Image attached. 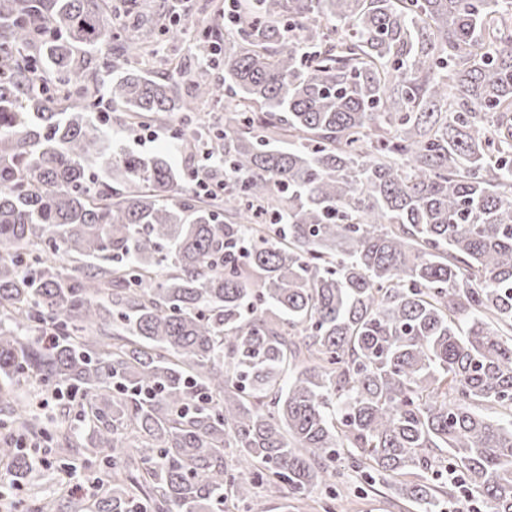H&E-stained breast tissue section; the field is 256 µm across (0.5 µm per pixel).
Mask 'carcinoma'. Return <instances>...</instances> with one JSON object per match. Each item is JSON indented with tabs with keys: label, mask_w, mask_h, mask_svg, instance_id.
Masks as SVG:
<instances>
[{
	"label": "carcinoma",
	"mask_w": 512,
	"mask_h": 512,
	"mask_svg": "<svg viewBox=\"0 0 512 512\" xmlns=\"http://www.w3.org/2000/svg\"><path fill=\"white\" fill-rule=\"evenodd\" d=\"M224 34V87L210 33L179 87L107 0H0V405L67 389L94 512L286 510L338 457L512 512V0H236ZM86 49L131 135L224 95L169 128L224 191L111 146ZM41 393V395L38 397L36 401V408L40 410H46L51 407L54 400H57L59 397V394L57 391L51 392V393H42L40 388H38L37 384L35 382H21V385L17 388V394L19 403L22 406L27 407L28 409L34 410L31 405L33 399L36 395ZM73 446V448L77 449L73 452V455L79 457L83 462L84 469L82 470V475H80V478L83 481L85 489L82 491V497L86 501V506L88 507L87 510H92L91 504L95 499V490L92 487L91 482L96 475H99L101 472L104 471L99 470V468L103 464V458L101 456H96L85 452L84 448L81 447L79 443L74 444Z\"/></svg>",
	"instance_id": "carcinoma-1"
}]
</instances>
